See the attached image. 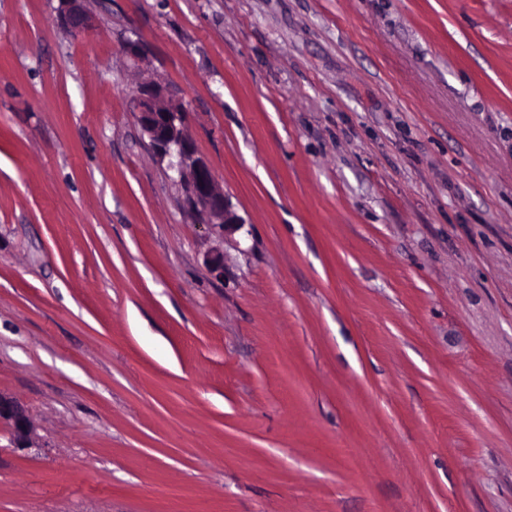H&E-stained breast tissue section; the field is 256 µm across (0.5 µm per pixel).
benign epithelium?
Segmentation results:
<instances>
[{
    "instance_id": "7a95c632",
    "label": "benign epithelium",
    "mask_w": 512,
    "mask_h": 512,
    "mask_svg": "<svg viewBox=\"0 0 512 512\" xmlns=\"http://www.w3.org/2000/svg\"><path fill=\"white\" fill-rule=\"evenodd\" d=\"M80 0H62V25L80 31L85 18ZM132 112L154 154L166 163L171 179L181 189L182 206L208 233L219 238L242 228L243 219L233 210L229 197L218 187L209 161L198 153L185 132L187 110L180 99L158 81L137 86L132 96ZM205 265L218 278L224 277V254L205 255ZM11 425L17 448L31 444L32 423L27 410L12 398L0 395V421Z\"/></svg>"
}]
</instances>
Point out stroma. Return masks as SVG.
Segmentation results:
<instances>
[{
  "mask_svg": "<svg viewBox=\"0 0 512 512\" xmlns=\"http://www.w3.org/2000/svg\"><path fill=\"white\" fill-rule=\"evenodd\" d=\"M0 0V512H512V0ZM166 84L243 227L182 209ZM224 253V276L204 263ZM79 2L80 0H62L63 7L59 14L60 23L74 31L85 28V18ZM11 425L12 440L17 448H26L31 444L32 423L27 410L12 398L0 395V421Z\"/></svg>",
  "mask_w": 512,
  "mask_h": 512,
  "instance_id": "stroma-1",
  "label": "stroma"
}]
</instances>
